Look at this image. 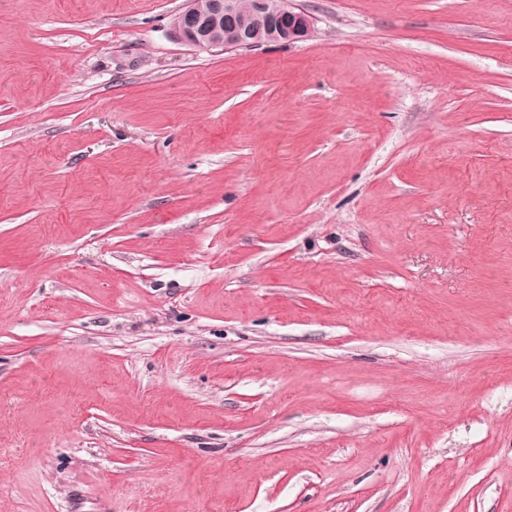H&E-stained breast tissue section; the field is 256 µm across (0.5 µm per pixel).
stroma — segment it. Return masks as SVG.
<instances>
[{"label": "stroma", "instance_id": "stroma-1", "mask_svg": "<svg viewBox=\"0 0 512 512\" xmlns=\"http://www.w3.org/2000/svg\"><path fill=\"white\" fill-rule=\"evenodd\" d=\"M0 0V512H512V0ZM273 1L250 0L249 13L264 19L262 25L253 26L242 18L241 0H186L174 27L185 42L205 49L289 43L311 32L310 15L292 7L288 0Z\"/></svg>", "mask_w": 512, "mask_h": 512}]
</instances>
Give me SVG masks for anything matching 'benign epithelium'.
<instances>
[{
	"instance_id": "benign-epithelium-1",
	"label": "benign epithelium",
	"mask_w": 512,
	"mask_h": 512,
	"mask_svg": "<svg viewBox=\"0 0 512 512\" xmlns=\"http://www.w3.org/2000/svg\"><path fill=\"white\" fill-rule=\"evenodd\" d=\"M246 10L263 18V24L246 23ZM246 10L241 0H186L175 29L184 41L205 49L289 43L306 37L312 29L311 16L292 7L288 0H250Z\"/></svg>"
}]
</instances>
